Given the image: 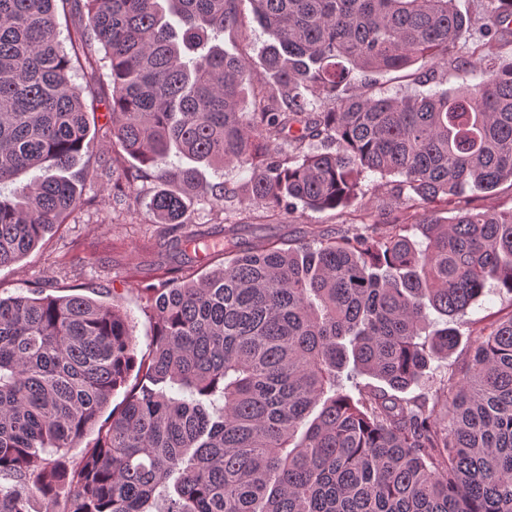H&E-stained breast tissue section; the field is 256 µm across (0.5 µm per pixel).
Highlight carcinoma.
Segmentation results:
<instances>
[{
    "label": "carcinoma",
    "mask_w": 512,
    "mask_h": 512,
    "mask_svg": "<svg viewBox=\"0 0 512 512\" xmlns=\"http://www.w3.org/2000/svg\"><path fill=\"white\" fill-rule=\"evenodd\" d=\"M54 2L0 0V186L42 172L0 197V268L81 205L64 173L91 129ZM76 2L77 42L110 65L112 145L137 162L113 189L153 178L157 223L235 197L203 166L248 172V210L346 208L369 172L413 195L384 231L227 242L222 266L151 298L140 358L115 300L0 297V512H512V317L457 382L430 374L487 285L512 294V208L425 210L512 183V0H492L475 57L454 55L457 0H248L272 37L251 112V67L216 44L243 0ZM415 64L420 83L450 66L479 82L373 94L368 75Z\"/></svg>",
    "instance_id": "obj_1"
}]
</instances>
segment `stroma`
Wrapping results in <instances>:
<instances>
[{
	"instance_id": "obj_1",
	"label": "stroma",
	"mask_w": 512,
	"mask_h": 512,
	"mask_svg": "<svg viewBox=\"0 0 512 512\" xmlns=\"http://www.w3.org/2000/svg\"><path fill=\"white\" fill-rule=\"evenodd\" d=\"M269 40L255 19L218 39L225 52L248 60L256 81H264L259 52ZM74 81L82 89L89 112L92 146L83 153L70 174L81 192L82 204L67 219L55 225L38 246L15 263L0 268V296L29 294L43 287L45 294H79L100 302L119 300L126 311L138 354H146L155 332L147 289L160 288L175 263L163 242L168 227L156 223L148 203L155 183L138 179L136 199L116 197L111 186L114 172L129 169L118 159L109 130L111 71L106 66L90 69L87 63L74 66ZM467 70H449L436 82L419 85L406 72L380 73L373 91L378 95L413 94L421 91H452L474 84ZM399 179L368 175L365 194L346 209L314 211L298 208L292 213L244 210L236 204L216 206L197 201L187 216V234L228 236L245 246L268 241L311 240L316 233L331 234L356 229L362 223L386 221L397 213ZM512 317V297L487 294L472 305L458 324L459 343L440 369L456 380L469 361L476 339L490 324Z\"/></svg>"
}]
</instances>
